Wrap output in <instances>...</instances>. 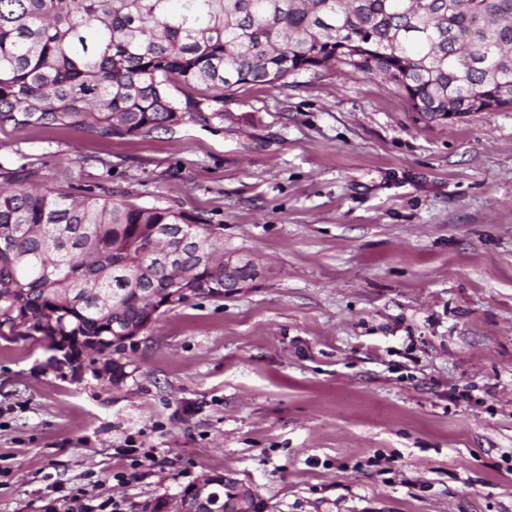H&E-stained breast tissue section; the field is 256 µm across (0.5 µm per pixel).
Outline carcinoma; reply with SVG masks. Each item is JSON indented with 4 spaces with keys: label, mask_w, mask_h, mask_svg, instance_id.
<instances>
[{
    "label": "carcinoma",
    "mask_w": 512,
    "mask_h": 512,
    "mask_svg": "<svg viewBox=\"0 0 512 512\" xmlns=\"http://www.w3.org/2000/svg\"><path fill=\"white\" fill-rule=\"evenodd\" d=\"M398 82L427 121L512 107V0H0V129L71 127L106 140L148 136L185 114L224 115V91L277 88L333 62ZM217 91L174 99L168 84ZM34 168L0 171V339L101 338L139 323V267L156 230L193 227L203 251L224 239L199 214L145 206L103 184L37 189ZM196 266L191 295L222 298Z\"/></svg>",
    "instance_id": "cac0c4a2"
}]
</instances>
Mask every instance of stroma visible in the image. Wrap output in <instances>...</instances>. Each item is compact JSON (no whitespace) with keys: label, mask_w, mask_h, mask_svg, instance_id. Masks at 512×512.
Wrapping results in <instances>:
<instances>
[{"label":"stroma","mask_w":512,"mask_h":512,"mask_svg":"<svg viewBox=\"0 0 512 512\" xmlns=\"http://www.w3.org/2000/svg\"><path fill=\"white\" fill-rule=\"evenodd\" d=\"M23 165L201 214L267 272L118 351L1 339L0 512H143L206 473L261 512H512V108L428 123L338 64L146 137L0 130Z\"/></svg>","instance_id":"35a3bbf8"}]
</instances>
